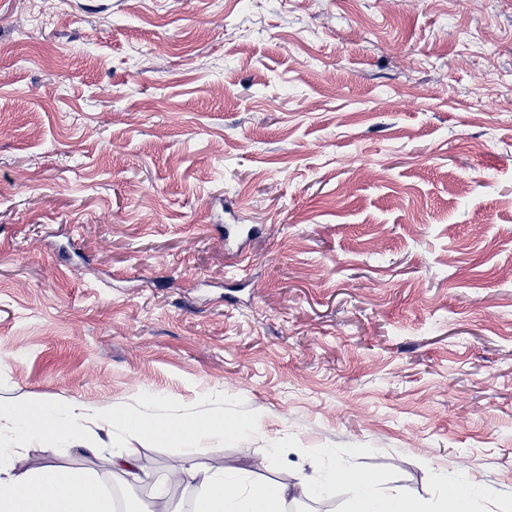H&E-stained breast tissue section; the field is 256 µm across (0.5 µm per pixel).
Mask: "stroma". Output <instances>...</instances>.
I'll return each mask as SVG.
<instances>
[{"instance_id":"obj_1","label":"stroma","mask_w":512,"mask_h":512,"mask_svg":"<svg viewBox=\"0 0 512 512\" xmlns=\"http://www.w3.org/2000/svg\"><path fill=\"white\" fill-rule=\"evenodd\" d=\"M254 421L222 449L96 420L132 490L331 461L512 512V0H0V403ZM439 479L443 497L442 510L438 512H473L472 502L476 495L484 492L483 489L456 476H448V474H441Z\"/></svg>"}]
</instances>
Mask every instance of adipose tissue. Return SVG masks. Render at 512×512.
Segmentation results:
<instances>
[{"label":"adipose tissue","mask_w":512,"mask_h":512,"mask_svg":"<svg viewBox=\"0 0 512 512\" xmlns=\"http://www.w3.org/2000/svg\"><path fill=\"white\" fill-rule=\"evenodd\" d=\"M88 408H65L47 401L0 405V423L5 422L22 434L77 433ZM113 427L132 435L140 444L161 441L195 447L209 441L221 445L254 430L251 422H226L223 416H182L147 420L121 408L104 415ZM52 461L38 468L15 462L0 468V512H113L112 501L93 476L62 468L54 459L64 450L51 446ZM177 481L195 482L197 512H283L289 489L278 483H241L220 473L178 471ZM351 492L347 512H426L424 504L408 489H382L379 477L361 468L331 466L325 472L319 491L331 493L336 487Z\"/></svg>","instance_id":"ef3b65f1"}]
</instances>
